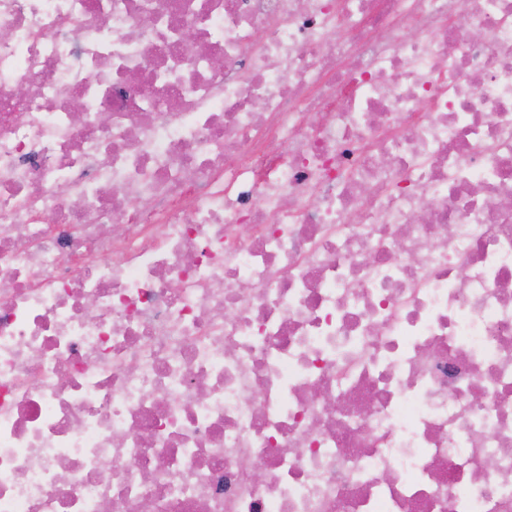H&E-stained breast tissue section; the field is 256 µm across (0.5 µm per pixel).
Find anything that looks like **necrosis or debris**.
Returning <instances> with one entry per match:
<instances>
[{
	"mask_svg": "<svg viewBox=\"0 0 512 512\" xmlns=\"http://www.w3.org/2000/svg\"><path fill=\"white\" fill-rule=\"evenodd\" d=\"M146 503L512 512V0H0V512Z\"/></svg>",
	"mask_w": 512,
	"mask_h": 512,
	"instance_id": "4bbe7bcc",
	"label": "necrosis or debris"
}]
</instances>
